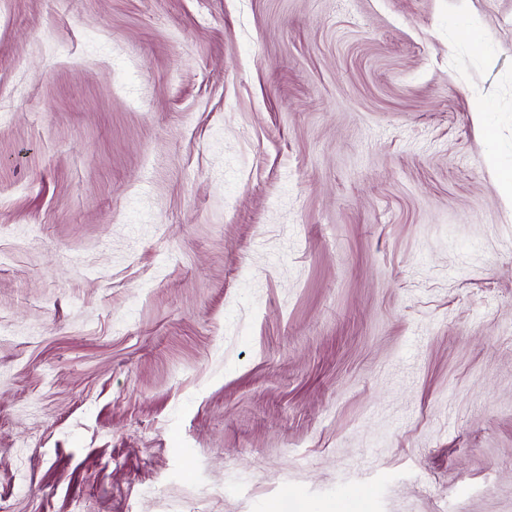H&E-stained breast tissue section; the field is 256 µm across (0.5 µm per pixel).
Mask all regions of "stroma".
I'll list each match as a JSON object with an SVG mask.
<instances>
[{"label":"stroma","mask_w":512,"mask_h":512,"mask_svg":"<svg viewBox=\"0 0 512 512\" xmlns=\"http://www.w3.org/2000/svg\"><path fill=\"white\" fill-rule=\"evenodd\" d=\"M0 512H512V0H0Z\"/></svg>","instance_id":"35a3bbf8"}]
</instances>
